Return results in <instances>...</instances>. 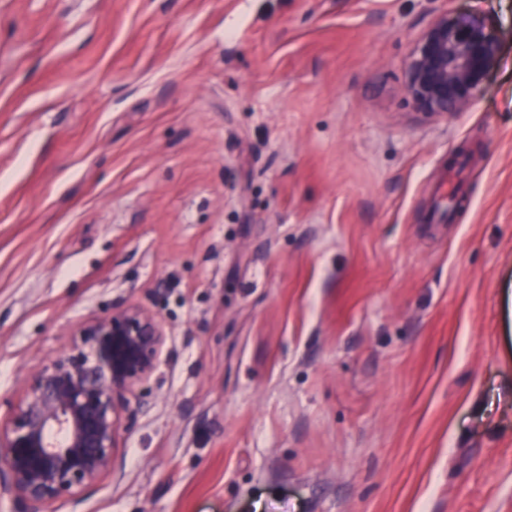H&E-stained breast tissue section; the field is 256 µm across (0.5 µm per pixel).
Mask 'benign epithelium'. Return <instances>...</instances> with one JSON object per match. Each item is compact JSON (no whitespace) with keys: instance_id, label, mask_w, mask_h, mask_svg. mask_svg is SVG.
I'll use <instances>...</instances> for the list:
<instances>
[{"instance_id":"7a95c632","label":"benign epithelium","mask_w":512,"mask_h":512,"mask_svg":"<svg viewBox=\"0 0 512 512\" xmlns=\"http://www.w3.org/2000/svg\"><path fill=\"white\" fill-rule=\"evenodd\" d=\"M498 49L483 18L439 14L409 54L406 94L420 112H464ZM74 336L71 349L34 373L0 416V497H11L16 512H55L113 475L122 413L166 342L156 316L138 306L114 309Z\"/></svg>"}]
</instances>
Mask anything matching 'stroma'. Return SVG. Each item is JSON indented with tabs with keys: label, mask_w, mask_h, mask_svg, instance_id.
I'll list each match as a JSON object with an SVG mask.
<instances>
[{
	"label": "stroma",
	"mask_w": 512,
	"mask_h": 512,
	"mask_svg": "<svg viewBox=\"0 0 512 512\" xmlns=\"http://www.w3.org/2000/svg\"><path fill=\"white\" fill-rule=\"evenodd\" d=\"M443 12L500 44L448 115ZM125 306L166 346L57 512H512V0H0V412ZM498 39L478 16L434 17L406 62L405 91L420 112L466 111L494 66Z\"/></svg>",
	"instance_id": "obj_1"
}]
</instances>
